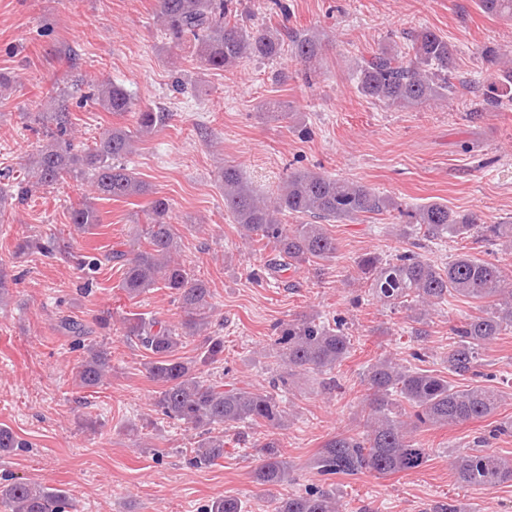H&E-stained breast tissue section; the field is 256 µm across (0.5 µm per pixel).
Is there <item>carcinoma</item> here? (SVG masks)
Here are the masks:
<instances>
[{
  "label": "carcinoma",
  "mask_w": 512,
  "mask_h": 512,
  "mask_svg": "<svg viewBox=\"0 0 512 512\" xmlns=\"http://www.w3.org/2000/svg\"><path fill=\"white\" fill-rule=\"evenodd\" d=\"M241 0H157V19L172 47L185 44L205 71H226L245 59L274 61L284 51L303 67L305 80L317 73L322 55L319 35L305 29L260 25L249 31L231 22ZM478 8L492 16L512 19V0H477ZM411 52L394 45L354 62L352 68L358 92L394 108H420L432 101L454 95L464 81L457 75V49L429 29L408 35ZM486 62L497 67L496 83L512 90V59L495 47L483 51ZM81 90V80L50 96L49 111L29 112V121L42 130L44 142L24 164L26 188H47L69 177L87 181L98 198L119 200L151 196L150 185L125 164L133 152V137L153 134L169 120V113L141 110L136 127L114 126L101 133L92 146L75 144L72 118L73 92ZM108 112L122 115L133 111L135 103L123 85L103 80L96 91L82 96ZM224 191V209L248 241H264L272 247L264 260V274L273 278L290 269L317 266L335 257L336 238L321 222H353L369 214L398 211L405 218L398 236L423 234L426 240L466 235L484 241L512 244V224H483L474 213H461L441 203L403 209L387 195L359 182L323 172L291 168L279 192L260 196L243 179L239 169L226 165L219 172ZM172 203L164 196H152L145 210L146 222L138 236L145 245L125 257L109 251L95 258L98 267L123 261L122 288L131 298L163 285L173 290L185 313L179 325H168L142 313L123 318L124 334L135 338L149 357L148 373L157 386L155 406L175 424L200 431L201 440L188 463L208 467L224 458V435L229 429L262 425L283 429L289 413L285 394L295 380L306 376H328L319 381L325 390L338 389L330 373L350 355L354 343L343 320L326 323L316 315H306L281 325L274 339L278 368L269 387L237 386L210 379L211 367L223 360L224 337H204L199 352L179 355L184 339L212 327L213 293L209 282L192 274L177 259L181 235L172 224ZM308 216L312 223L286 224L283 217ZM101 223L90 203L70 208V224L85 232ZM425 244L414 241L411 248L384 260L366 253L356 262L358 279L368 285V293L393 309L415 313L422 321L435 307L450 297L490 303V309L449 327L448 373L468 376L475 383L458 389L448 378L433 370L404 366L389 357L379 358L363 374L366 387L361 409L364 430L338 433L330 437L312 461L322 475L355 476L374 473L387 476L414 472L428 462L430 449L416 439L425 427L480 420L494 414L500 394L480 383L483 351L498 336L512 330V288L507 287L502 269L495 262L460 253L444 265L432 263L420 250ZM55 239L22 240L16 253L37 252L49 256ZM58 328L74 338L83 350L75 372L78 387L91 389L104 383L112 372L111 356L102 345L86 342L91 330L83 323L63 318ZM482 437L475 448L453 458L451 469L464 488L492 489L512 484V459L486 449ZM12 429L0 427V452L23 448ZM261 463L254 473L256 483L275 487L287 482L290 465L277 441L259 445ZM0 505L6 512H67V495L56 488L36 487L28 482L0 486ZM201 512H244L243 503L233 496L217 497ZM274 512H343L336 489L310 487L277 499Z\"/></svg>",
  "instance_id": "carcinoma-1"
}]
</instances>
